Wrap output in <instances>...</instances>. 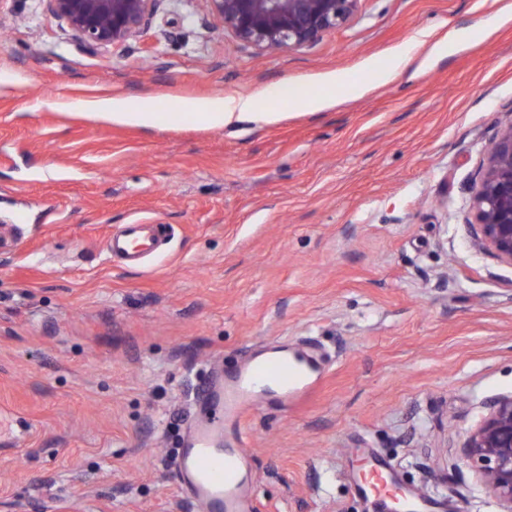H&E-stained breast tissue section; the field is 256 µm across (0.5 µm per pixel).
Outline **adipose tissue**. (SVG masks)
Instances as JSON below:
<instances>
[{
  "instance_id": "obj_1",
  "label": "adipose tissue",
  "mask_w": 512,
  "mask_h": 512,
  "mask_svg": "<svg viewBox=\"0 0 512 512\" xmlns=\"http://www.w3.org/2000/svg\"><path fill=\"white\" fill-rule=\"evenodd\" d=\"M94 108L100 114L116 122L135 123L152 127L161 120L179 124L189 120L201 121L211 126L228 127L242 123L261 124L271 118L269 112L252 96L238 98H216L189 105L187 111L162 114L153 111L150 102L137 104L123 99L102 100Z\"/></svg>"
}]
</instances>
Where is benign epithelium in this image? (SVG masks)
Returning a JSON list of instances; mask_svg holds the SVG:
<instances>
[{"mask_svg":"<svg viewBox=\"0 0 512 512\" xmlns=\"http://www.w3.org/2000/svg\"><path fill=\"white\" fill-rule=\"evenodd\" d=\"M74 37L108 50L141 37L162 0H43ZM209 13L258 55L315 45L346 27L361 0H205ZM473 245L512 267V122L501 127L480 164L466 222ZM455 457L472 465L481 486L512 512V392L486 406Z\"/></svg>","mask_w":512,"mask_h":512,"instance_id":"7a95c632","label":"benign epithelium"}]
</instances>
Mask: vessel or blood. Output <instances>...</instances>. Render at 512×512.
<instances>
[{
  "instance_id": "vessel-or-blood-1",
  "label": "vessel or blood",
  "mask_w": 512,
  "mask_h": 512,
  "mask_svg": "<svg viewBox=\"0 0 512 512\" xmlns=\"http://www.w3.org/2000/svg\"><path fill=\"white\" fill-rule=\"evenodd\" d=\"M158 242V236L147 235L145 225L130 224L109 240L108 247L111 254L138 264L156 250ZM321 375L314 359L282 347L224 369L202 391L195 421L177 458V472L203 512H255V502L245 487L250 414L271 397L282 405L305 398ZM392 482L385 466L378 464L369 476L357 480L355 489L378 497L385 512H390L392 498L385 487Z\"/></svg>"
}]
</instances>
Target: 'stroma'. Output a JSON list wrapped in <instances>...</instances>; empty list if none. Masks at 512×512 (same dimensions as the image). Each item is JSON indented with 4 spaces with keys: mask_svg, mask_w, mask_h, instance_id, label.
Segmentation results:
<instances>
[{
    "mask_svg": "<svg viewBox=\"0 0 512 512\" xmlns=\"http://www.w3.org/2000/svg\"><path fill=\"white\" fill-rule=\"evenodd\" d=\"M1 33L0 512H202L173 460L204 373L279 343L325 375L307 402L252 412L256 512H380L352 492L377 457L445 512H497L451 449L512 391V267L465 225L512 121V0H363L263 57L204 0H163L104 52L42 0H0ZM282 85L327 104L284 107ZM240 96L273 119L87 111ZM127 224L164 225L161 253L112 258Z\"/></svg>",
    "mask_w": 512,
    "mask_h": 512,
    "instance_id": "stroma-1",
    "label": "stroma"
}]
</instances>
